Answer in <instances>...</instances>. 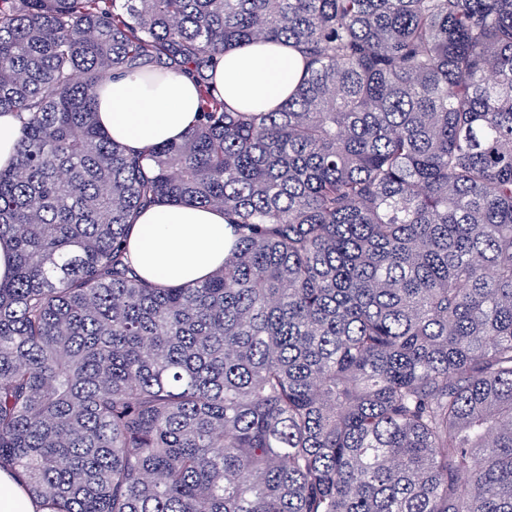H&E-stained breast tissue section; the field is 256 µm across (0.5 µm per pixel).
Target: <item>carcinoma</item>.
Masks as SVG:
<instances>
[{"label":"carcinoma","instance_id":"cac0c4a2","mask_svg":"<svg viewBox=\"0 0 512 512\" xmlns=\"http://www.w3.org/2000/svg\"><path fill=\"white\" fill-rule=\"evenodd\" d=\"M284 41L273 112L215 57ZM187 71L138 154L116 73ZM0 469L49 512H512V0H0ZM157 203L224 211L194 286L125 253ZM303 74L299 53L286 44L258 40L218 58L214 95L242 111L270 112L288 98ZM200 92L187 75L167 73L157 82L141 73L114 75L99 90L100 125L111 139L141 151L179 138L195 122ZM21 123L13 113L0 115V168L11 165L15 156Z\"/></svg>","mask_w":512,"mask_h":512}]
</instances>
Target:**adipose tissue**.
Masks as SVG:
<instances>
[{
    "instance_id": "obj_1",
    "label": "adipose tissue",
    "mask_w": 512,
    "mask_h": 512,
    "mask_svg": "<svg viewBox=\"0 0 512 512\" xmlns=\"http://www.w3.org/2000/svg\"><path fill=\"white\" fill-rule=\"evenodd\" d=\"M304 74L299 53L262 40L226 50L213 70L214 94L234 108L270 112ZM200 92L187 75L157 82L141 73L118 74L103 84L98 120L111 139L141 151L183 135L197 118ZM233 240L223 211L194 204H156L142 211L128 236L139 275L169 285L200 282L221 267Z\"/></svg>"
}]
</instances>
